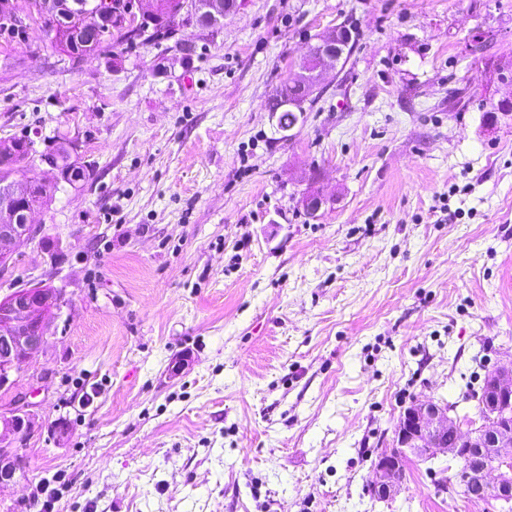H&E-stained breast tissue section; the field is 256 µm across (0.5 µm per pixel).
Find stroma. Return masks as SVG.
<instances>
[{
	"label": "stroma",
	"instance_id": "35a3bbf8",
	"mask_svg": "<svg viewBox=\"0 0 512 512\" xmlns=\"http://www.w3.org/2000/svg\"><path fill=\"white\" fill-rule=\"evenodd\" d=\"M356 34L285 138L267 111L319 36ZM512 0H237L212 29L79 60L41 26L0 38V141L80 142L45 185L0 298L62 289L0 512H507L413 459L369 490L411 401L479 423L512 364ZM326 202L316 215L307 193ZM38 157L41 163L46 164L52 169H57L58 171L60 159L61 172L64 174L62 180L68 184H75L77 182L84 181L87 176L90 175V171L86 165L79 164V166H77L75 162L70 161L69 154H67L64 147H62V153L59 156L58 151L53 150L42 152L41 154L39 153Z\"/></svg>",
	"mask_w": 512,
	"mask_h": 512
}]
</instances>
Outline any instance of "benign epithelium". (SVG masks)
<instances>
[{"instance_id": "obj_1", "label": "benign epithelium", "mask_w": 512, "mask_h": 512, "mask_svg": "<svg viewBox=\"0 0 512 512\" xmlns=\"http://www.w3.org/2000/svg\"><path fill=\"white\" fill-rule=\"evenodd\" d=\"M229 5L230 0H202L196 11L220 21ZM155 7L152 0L150 8L139 14L141 0H41V11L36 13L22 8L19 0H0V25L14 32L39 25L48 34L60 37L66 33L67 22L92 34L114 14H122L126 27L134 16L155 15ZM350 46L351 39L343 28L327 32L295 65L294 83L313 96L323 72L336 67ZM284 111L295 113L292 122L281 127L290 132L304 113L303 103L283 98L271 115ZM12 158L11 146L0 148L1 265L34 235V208L28 205V199L36 186L9 180ZM63 303L61 290L43 285L18 288L0 299V389L11 386L14 375L40 352ZM481 399L484 423L466 431L449 416L448 406L432 400L413 401L394 429V446L383 450L374 461L371 492L380 499L395 498L403 488L410 457L443 452L453 459L468 456L475 461L462 476L472 500L482 499L486 490L493 489L502 502H512V366L488 372ZM28 428L29 421L22 412L0 414V492L16 483L23 473V460L14 442Z\"/></svg>"}]
</instances>
